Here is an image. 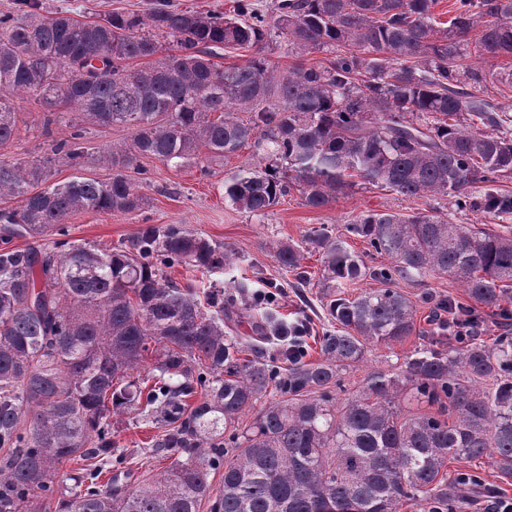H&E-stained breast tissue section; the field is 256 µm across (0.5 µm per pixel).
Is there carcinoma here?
Segmentation results:
<instances>
[{
    "instance_id": "cac0c4a2",
    "label": "carcinoma",
    "mask_w": 512,
    "mask_h": 512,
    "mask_svg": "<svg viewBox=\"0 0 512 512\" xmlns=\"http://www.w3.org/2000/svg\"><path fill=\"white\" fill-rule=\"evenodd\" d=\"M439 0H287L279 34L301 52L334 54L324 67L281 75L261 54L265 18L247 0L237 13H200L155 0L146 16L112 13L80 21L17 0L0 15V89L31 93L48 108L45 124L69 123L68 109L132 132L112 151L108 181L48 183V158L0 160V512H24L34 497L59 493L56 478L77 458L94 464L58 498L59 512H456L464 490L483 478L448 480L452 461L494 459L512 476V227L454 224L422 212H362L333 236L280 241L274 256L298 288L311 285L303 252L321 256L317 287L336 329L320 356H285L282 368L224 332L238 314L243 281L202 305L195 288L164 277L175 265L224 268V246L185 227L149 226L109 249L72 244L66 220L78 212L131 214L144 204L126 169L141 156L175 168L201 149L226 156L250 146L270 163L224 180V200L262 215L299 195L321 210L357 186L406 198L442 195L458 211L491 220L512 215V194L495 187L512 175V103L485 91L483 72L462 65L467 35L483 57L512 58V0H454L448 22ZM173 53L155 59L162 39ZM254 47L242 65L214 61L224 48ZM134 60L144 61L136 67ZM15 109L0 96V143ZM248 113L241 120L238 113ZM73 167L85 147L77 130L55 144ZM48 231L53 248L8 246ZM366 242L389 263L368 264L349 245ZM448 277L465 299L433 296L438 329L390 370H374L344 398L342 374L368 346L419 333L401 283ZM375 281L356 296L345 289ZM502 333L487 341L488 322ZM260 339L298 332L269 310L255 316ZM153 354V384L132 372ZM286 396L242 415L270 389ZM201 393L195 406L187 398ZM431 408H400L398 396ZM144 404L165 429L151 454L174 461L128 490L112 465V419ZM29 417V425L21 421ZM224 470L213 490L210 475Z\"/></svg>"
}]
</instances>
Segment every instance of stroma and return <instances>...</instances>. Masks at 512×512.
<instances>
[{
    "label": "stroma",
    "mask_w": 512,
    "mask_h": 512,
    "mask_svg": "<svg viewBox=\"0 0 512 512\" xmlns=\"http://www.w3.org/2000/svg\"><path fill=\"white\" fill-rule=\"evenodd\" d=\"M151 2L39 0L43 12L62 9L82 21L95 20L114 12L142 15L148 11ZM252 3L266 16L270 34L265 43V53L278 71H287L299 63L307 66L328 65L331 59L329 52L301 53L290 49L287 42L278 36L279 0H252ZM10 100L15 107V132L9 141L0 144V159L51 158L50 179L54 182H65L74 177L100 181L111 179V152L130 144L129 130L93 123L79 112L72 113L71 124L48 127L44 124L47 112L34 95L14 94ZM76 127L83 132L86 151L84 163L79 168L72 167L63 155L52 152L53 142L68 138ZM255 161L252 150L248 148L226 157L206 154L201 162L193 161L178 169L151 157L138 158L139 168L145 171L141 183V192L145 197L142 209L128 215L96 212L75 215L67 222L68 238L76 243L112 247L130 243L152 224L182 225L222 243L232 263L224 272L212 274L175 267L168 271L171 279L183 285L192 284L202 291L238 279L247 282L252 292L264 294L270 291L272 284L282 283L284 279V273L274 257V245L288 239L301 241L310 229L325 226L337 233L348 220L368 210L396 213L428 210L457 224L479 225L485 220L479 212L454 211L448 198L440 195L408 199L390 190L376 188L352 190L322 210L305 207L295 194L281 198L262 215L233 210L224 200V179L243 167L254 165ZM275 307L283 320L307 321L309 331L305 338V358L309 361L318 359L316 338L331 327L318 289L309 288L303 292L285 289L277 294ZM414 345V340L410 339L391 346L369 347L363 361L344 374L345 390L355 391L370 371L388 368L397 357L412 350ZM161 435L160 428L138 419L133 413L122 415L120 423L114 425L112 442L124 456L120 479L127 489L140 487L172 462V455L151 456L144 452L147 442Z\"/></svg>",
    "instance_id": "obj_1"
}]
</instances>
